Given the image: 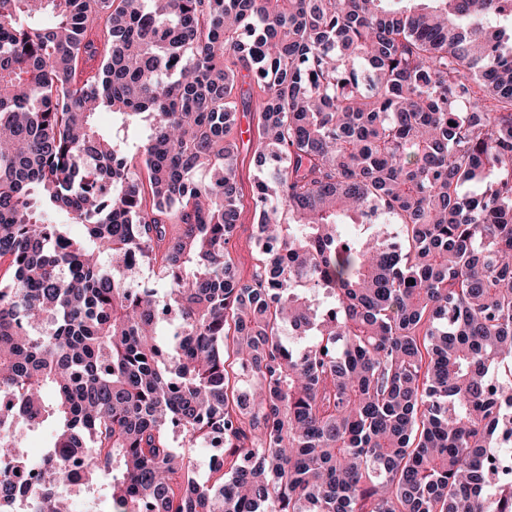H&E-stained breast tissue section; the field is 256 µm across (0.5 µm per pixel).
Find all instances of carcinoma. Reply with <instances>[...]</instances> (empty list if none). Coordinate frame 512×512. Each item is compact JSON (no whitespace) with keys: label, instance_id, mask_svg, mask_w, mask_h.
Segmentation results:
<instances>
[{"label":"carcinoma","instance_id":"carcinoma-1","mask_svg":"<svg viewBox=\"0 0 512 512\" xmlns=\"http://www.w3.org/2000/svg\"><path fill=\"white\" fill-rule=\"evenodd\" d=\"M1 259L0 512H512V0H0ZM247 83L239 82L236 90V112L237 120L233 130V134L239 144L238 158V179L241 194L240 201V218L234 236V247L232 249V257L244 277H249L253 271V254L256 233V218L252 209V184L254 178L260 174L254 161V147L249 144L248 139H243L240 133L241 127L244 125V115H250V127L257 124V112H250L251 101L255 100L257 90ZM240 121L237 127L238 117ZM53 428L43 427L29 431L24 426H20L17 432V450L20 454L35 453L37 450L48 448L53 442ZM504 448H497L489 453L485 459V478L491 486H500L503 482L505 467L512 466V435L504 433L502 436Z\"/></svg>","mask_w":512,"mask_h":512}]
</instances>
